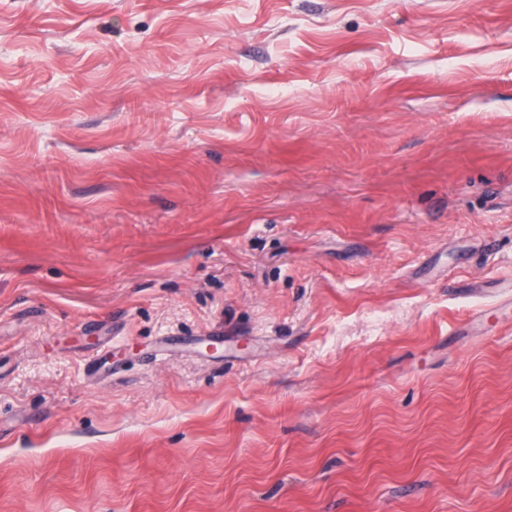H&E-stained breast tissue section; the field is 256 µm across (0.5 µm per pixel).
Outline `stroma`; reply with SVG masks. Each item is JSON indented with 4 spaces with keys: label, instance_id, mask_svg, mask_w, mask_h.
Listing matches in <instances>:
<instances>
[{
    "label": "stroma",
    "instance_id": "35a3bbf8",
    "mask_svg": "<svg viewBox=\"0 0 512 512\" xmlns=\"http://www.w3.org/2000/svg\"><path fill=\"white\" fill-rule=\"evenodd\" d=\"M507 277L512 0H0V512H512Z\"/></svg>",
    "mask_w": 512,
    "mask_h": 512
}]
</instances>
